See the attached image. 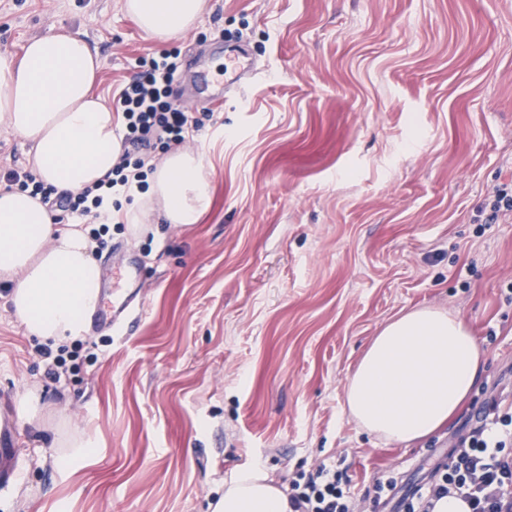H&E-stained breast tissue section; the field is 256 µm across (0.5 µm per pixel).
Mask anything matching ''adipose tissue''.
Returning <instances> with one entry per match:
<instances>
[{
  "label": "adipose tissue",
  "mask_w": 512,
  "mask_h": 512,
  "mask_svg": "<svg viewBox=\"0 0 512 512\" xmlns=\"http://www.w3.org/2000/svg\"><path fill=\"white\" fill-rule=\"evenodd\" d=\"M205 0H123L151 36L191 29ZM95 50L83 38L49 32L26 41L21 56L0 55V124L33 148L28 162L55 194L106 182L121 151L118 121L94 92ZM202 156L175 150L155 166L149 190L120 210L131 233L146 224L198 223L211 206ZM0 286L29 334L59 346L87 330L101 292V267L87 234L55 224L40 199L0 188ZM484 369L469 327L444 309L423 307L388 323L349 377L344 409L367 433L410 443L447 424ZM212 512H289L288 494L267 471L235 472Z\"/></svg>",
  "instance_id": "1"
}]
</instances>
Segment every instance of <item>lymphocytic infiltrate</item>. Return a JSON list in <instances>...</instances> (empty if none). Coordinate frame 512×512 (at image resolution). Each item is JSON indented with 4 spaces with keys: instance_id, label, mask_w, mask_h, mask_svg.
Segmentation results:
<instances>
[{
    "instance_id": "obj_1",
    "label": "lymphocytic infiltrate",
    "mask_w": 512,
    "mask_h": 512,
    "mask_svg": "<svg viewBox=\"0 0 512 512\" xmlns=\"http://www.w3.org/2000/svg\"><path fill=\"white\" fill-rule=\"evenodd\" d=\"M174 51L146 56L138 61L139 73L123 83L112 97V108L121 118L124 149L112 169L107 186H88L57 197L47 193L35 171L12 169L8 185L40 196L43 203L67 212L72 223L90 227L97 247H105L112 213L107 202L112 194L147 187L146 162L132 156V149L159 142L165 147L186 143L200 122L172 99V83L178 73ZM501 403L488 402L467 435L453 448L444 472L419 488L406 512H434L435 501L455 493L466 500L471 512H512V413L501 412ZM335 465L322 463L301 473L288 491L291 512H352Z\"/></svg>"
}]
</instances>
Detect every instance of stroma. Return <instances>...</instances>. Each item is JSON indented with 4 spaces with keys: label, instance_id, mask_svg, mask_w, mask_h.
<instances>
[{
    "label": "stroma",
    "instance_id": "obj_1",
    "mask_svg": "<svg viewBox=\"0 0 512 512\" xmlns=\"http://www.w3.org/2000/svg\"><path fill=\"white\" fill-rule=\"evenodd\" d=\"M51 31L97 48L94 91L177 49L190 142L213 203L199 223L114 224L103 280L135 265L141 318L89 324L92 356L48 373L0 288V397L39 398L0 512H210L239 468L281 485L333 462L358 512L376 479L408 489L444 463L496 389L512 392V0H206L178 37L145 34L120 0H0V53ZM258 65L211 111L205 82L238 46ZM461 317L484 352L449 425L405 445L344 412L349 376L411 310ZM91 439L56 462L59 440Z\"/></svg>",
    "mask_w": 512,
    "mask_h": 512
}]
</instances>
